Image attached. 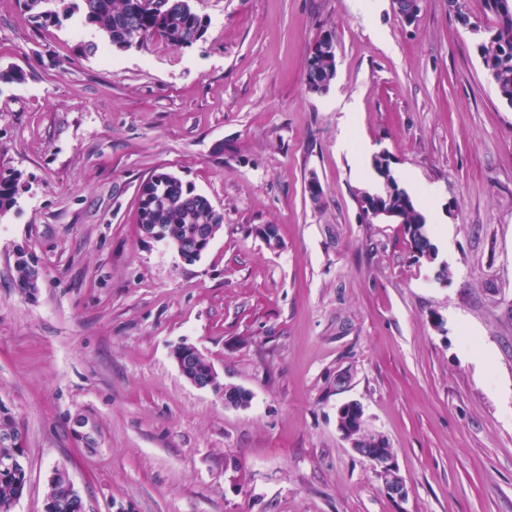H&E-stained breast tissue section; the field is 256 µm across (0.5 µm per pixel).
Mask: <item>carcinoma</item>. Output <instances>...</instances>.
I'll return each mask as SVG.
<instances>
[{"mask_svg":"<svg viewBox=\"0 0 512 512\" xmlns=\"http://www.w3.org/2000/svg\"><path fill=\"white\" fill-rule=\"evenodd\" d=\"M488 9L497 17L496 26L479 39L476 47L483 67L491 73V83L499 98L512 106V0H486ZM24 7L36 23L58 22L75 14L84 23L95 27L100 41L80 46L82 54L94 55L102 46L117 50L142 47L158 37L181 47H191L203 39L206 25L192 8L190 0H164V7L152 9L139 0H24ZM336 76V45L326 33L314 43L307 58L305 86L311 94L328 90ZM373 166L384 180L385 190L375 195L383 207L396 212L397 223L404 226L410 244L420 256L431 257L436 251L424 215L414 205L407 192L400 189L390 175L388 159L377 156ZM19 176L12 171H0V219L17 205ZM138 224L146 233L159 224L166 239L173 245L194 239L195 228L201 224H224V215L204 195L194 192L176 176L157 172L142 183L138 199ZM16 286L32 294L38 288V278L24 258L16 264ZM211 363L197 352L185 360L181 374L200 381L210 375ZM29 474L22 467L14 471L0 470V512H10V504L22 496ZM49 512H85L82 501L73 497L64 484H59Z\"/></svg>","mask_w":512,"mask_h":512,"instance_id":"obj_1","label":"carcinoma"}]
</instances>
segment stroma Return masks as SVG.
Here are the masks:
<instances>
[{
  "label": "stroma",
  "instance_id": "stroma-1",
  "mask_svg": "<svg viewBox=\"0 0 512 512\" xmlns=\"http://www.w3.org/2000/svg\"><path fill=\"white\" fill-rule=\"evenodd\" d=\"M192 5L194 46L86 56L98 35L79 17L42 26L0 0V70L24 74L0 83V169L20 175L0 219V401L29 467L14 512H44L57 467L85 512H512V106L475 36L448 0L409 24L392 0ZM326 33L336 77L311 94ZM347 131L434 189V259L364 218L358 194L381 181L339 149ZM156 171L224 214L196 262L138 228ZM181 342L249 407L187 382ZM347 401L388 440L405 500L338 430ZM326 47V50H323ZM336 76V45L333 36L326 33L314 43L307 58L305 86L308 93L326 92Z\"/></svg>",
  "mask_w": 512,
  "mask_h": 512
}]
</instances>
